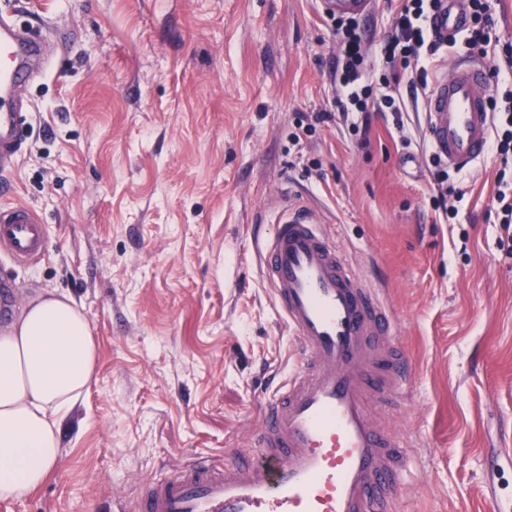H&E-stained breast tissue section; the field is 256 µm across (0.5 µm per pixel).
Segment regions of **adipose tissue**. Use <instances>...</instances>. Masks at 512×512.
<instances>
[{"label":"adipose tissue","mask_w":512,"mask_h":512,"mask_svg":"<svg viewBox=\"0 0 512 512\" xmlns=\"http://www.w3.org/2000/svg\"><path fill=\"white\" fill-rule=\"evenodd\" d=\"M97 357L89 319L66 294L30 299L0 331V498L26 496L60 464L62 424Z\"/></svg>","instance_id":"adipose-tissue-1"}]
</instances>
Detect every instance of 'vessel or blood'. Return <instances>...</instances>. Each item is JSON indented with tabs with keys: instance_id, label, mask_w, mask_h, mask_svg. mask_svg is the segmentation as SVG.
Listing matches in <instances>:
<instances>
[{
	"instance_id": "obj_1",
	"label": "vessel or blood",
	"mask_w": 512,
	"mask_h": 512,
	"mask_svg": "<svg viewBox=\"0 0 512 512\" xmlns=\"http://www.w3.org/2000/svg\"><path fill=\"white\" fill-rule=\"evenodd\" d=\"M327 13L361 17L371 0H323ZM465 0H445L434 29L454 36L469 23ZM42 39L0 18V164L18 155L14 106L33 66L48 69ZM489 65L456 60L425 99L431 152L463 173L487 154L493 113ZM273 234L256 242L263 282L294 331L301 354L266 404L253 448L216 462L189 461L167 480L137 488L133 512H392L402 491L401 440L382 431L370 401L392 402L411 366L392 309L369 287L315 214L279 210ZM28 205L0 203V250L26 265L47 247Z\"/></svg>"
}]
</instances>
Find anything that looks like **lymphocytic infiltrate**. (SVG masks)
Wrapping results in <instances>:
<instances>
[{
  "instance_id": "lymphocytic-infiltrate-1",
  "label": "lymphocytic infiltrate",
  "mask_w": 512,
  "mask_h": 512,
  "mask_svg": "<svg viewBox=\"0 0 512 512\" xmlns=\"http://www.w3.org/2000/svg\"><path fill=\"white\" fill-rule=\"evenodd\" d=\"M440 0H400L388 35L380 44L381 65L369 64L362 49V30L356 19H337L340 59L336 71L337 113L343 120L376 111L400 114L405 110L401 86L411 97L427 93L437 65L448 47L430 27ZM470 24L465 46L479 55H491L498 85L493 99L491 149L499 160L496 189L489 210L500 226L497 247L512 259V41L493 44L495 6L491 0H468Z\"/></svg>"
}]
</instances>
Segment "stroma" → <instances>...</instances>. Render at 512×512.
I'll use <instances>...</instances> for the list:
<instances>
[{"mask_svg":"<svg viewBox=\"0 0 512 512\" xmlns=\"http://www.w3.org/2000/svg\"><path fill=\"white\" fill-rule=\"evenodd\" d=\"M52 66L20 90L11 200L49 234L0 264L19 303L83 306L99 357L62 462L0 512H121L186 461L252 448L261 406L297 367L250 247L280 195L312 208L393 309L414 369L383 430L406 444L394 512H512V260L488 215L499 161L459 174L439 222L425 106L293 143L336 109L337 37L319 0H0Z\"/></svg>","mask_w":512,"mask_h":512,"instance_id":"1","label":"stroma"}]
</instances>
